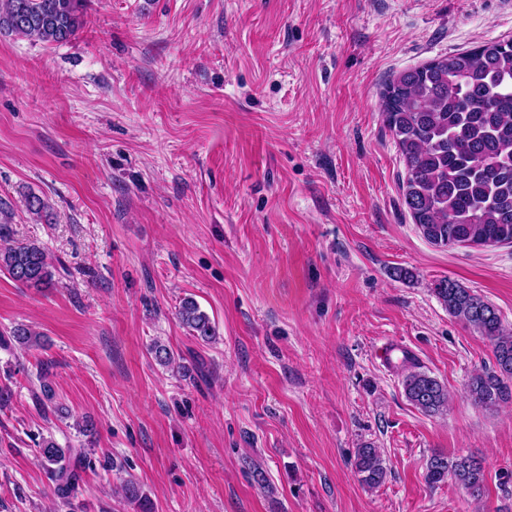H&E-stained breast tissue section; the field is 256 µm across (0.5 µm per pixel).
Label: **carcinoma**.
<instances>
[{"instance_id": "1", "label": "carcinoma", "mask_w": 512, "mask_h": 512, "mask_svg": "<svg viewBox=\"0 0 512 512\" xmlns=\"http://www.w3.org/2000/svg\"><path fill=\"white\" fill-rule=\"evenodd\" d=\"M85 0H0V35H16L46 44L70 41L83 27ZM381 116L405 163L404 203L423 237L438 246L512 244V40L488 41L393 73L381 92ZM29 213L42 216L48 203L25 195ZM11 206L0 201V270L27 288L54 284L55 267L34 241L9 243ZM434 293L448 313L472 326L493 345L495 365L475 373L466 392L478 406L492 408L512 401V333L498 310L473 290L444 279ZM177 317L203 342L215 338L209 316L191 297L182 299ZM13 341L30 348L40 336L18 325ZM164 366L176 364L172 350L159 342L150 348ZM402 385L406 398L427 415L448 406V390L434 377L408 362ZM53 363L41 361L36 399L56 411L50 382ZM54 496L74 504L81 473L93 467L85 447L63 448L52 437L36 442ZM360 482L374 488L387 475L382 450L365 444L352 462ZM453 478L473 496L485 489L486 467L474 456L431 455L425 479L435 485ZM128 504L148 502L141 486H121Z\"/></svg>"}]
</instances>
